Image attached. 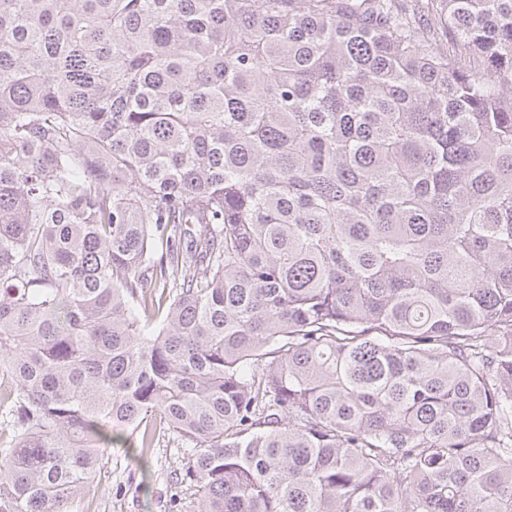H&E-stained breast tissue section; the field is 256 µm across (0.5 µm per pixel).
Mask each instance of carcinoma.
Masks as SVG:
<instances>
[{
	"mask_svg": "<svg viewBox=\"0 0 512 512\" xmlns=\"http://www.w3.org/2000/svg\"><path fill=\"white\" fill-rule=\"evenodd\" d=\"M0 417V512H512V0H0ZM138 455V448H105L97 476L89 492L77 499L74 510L198 512L189 483L175 484L171 479V472L187 462L182 448L166 438L144 460ZM175 504L182 508H173Z\"/></svg>",
	"mask_w": 512,
	"mask_h": 512,
	"instance_id": "obj_1",
	"label": "carcinoma"
}]
</instances>
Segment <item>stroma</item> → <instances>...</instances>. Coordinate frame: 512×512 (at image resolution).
Masks as SVG:
<instances>
[{
    "label": "stroma",
    "mask_w": 512,
    "mask_h": 512,
    "mask_svg": "<svg viewBox=\"0 0 512 512\" xmlns=\"http://www.w3.org/2000/svg\"><path fill=\"white\" fill-rule=\"evenodd\" d=\"M187 456L175 443L160 441L147 457L137 449L112 446L89 492L78 498L75 512H194L193 489L171 479Z\"/></svg>",
    "instance_id": "35a3bbf8"
}]
</instances>
